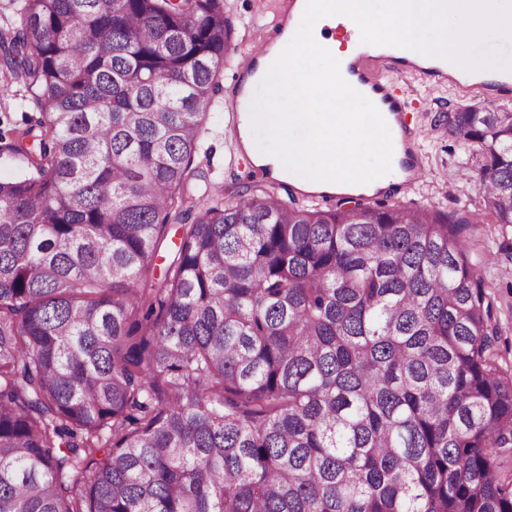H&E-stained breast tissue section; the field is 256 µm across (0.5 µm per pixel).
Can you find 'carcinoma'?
<instances>
[{"label": "carcinoma", "instance_id": "cac0c4a2", "mask_svg": "<svg viewBox=\"0 0 512 512\" xmlns=\"http://www.w3.org/2000/svg\"><path fill=\"white\" fill-rule=\"evenodd\" d=\"M230 48L224 0H23L0 30L40 112L0 180V512H512V378L463 246L512 225V112L448 116L479 214L203 206Z\"/></svg>", "mask_w": 512, "mask_h": 512}]
</instances>
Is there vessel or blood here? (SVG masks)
I'll list each match as a JSON object with an SVG mask.
<instances>
[{
  "instance_id": "obj_1",
  "label": "vessel or blood",
  "mask_w": 512,
  "mask_h": 512,
  "mask_svg": "<svg viewBox=\"0 0 512 512\" xmlns=\"http://www.w3.org/2000/svg\"><path fill=\"white\" fill-rule=\"evenodd\" d=\"M275 40L274 34L258 31L252 47L241 56L235 71L237 98L231 103L237 118L232 127L233 133L241 131V122L246 116L253 88L252 78ZM343 66L356 86L366 92L368 99L380 111L392 135L393 153L398 160V177L395 182L368 192V199L376 201H388L408 192L426 174L416 148L417 127L408 116L409 104L405 94L397 86L404 74L450 83L463 96L478 94L490 105L512 98V74L456 73L444 60L419 53H391L385 47L358 40L354 41Z\"/></svg>"
}]
</instances>
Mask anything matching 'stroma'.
Masks as SVG:
<instances>
[{
	"label": "stroma",
	"instance_id": "obj_1",
	"mask_svg": "<svg viewBox=\"0 0 512 512\" xmlns=\"http://www.w3.org/2000/svg\"><path fill=\"white\" fill-rule=\"evenodd\" d=\"M277 0H224V14L232 27V42L245 50L251 33L272 27L277 15ZM233 63H225L219 78L221 92L206 110L209 118L200 133V149L195 162L207 179L199 185L209 198L230 205L246 190L264 189L289 200L286 184L254 176L248 159L237 154L230 129L225 93L232 87ZM401 86L412 104L420 127L418 146L429 172L426 181L395 199L398 207L433 209L451 213L461 209L478 210L481 196L479 178L473 163L475 148H466L448 134V116L468 107L450 85L424 81L408 75ZM36 107L22 84L11 83L0 92V138L10 136L25 120L37 117ZM463 244L471 261L488 283L495 301L499 324L497 365L504 375L512 374V226L477 224Z\"/></svg>",
	"mask_w": 512,
	"mask_h": 512
}]
</instances>
